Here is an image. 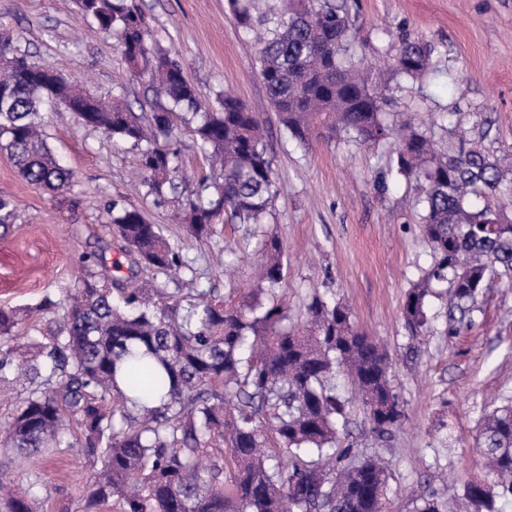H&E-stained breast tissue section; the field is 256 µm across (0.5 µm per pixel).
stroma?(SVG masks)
Returning a JSON list of instances; mask_svg holds the SVG:
<instances>
[{"mask_svg":"<svg viewBox=\"0 0 512 512\" xmlns=\"http://www.w3.org/2000/svg\"><path fill=\"white\" fill-rule=\"evenodd\" d=\"M153 38L175 52L187 78L211 109L222 91L234 92L268 125L279 194L265 223L221 225L211 239L183 240L173 204L147 196L136 170L137 150L84 127L65 106L42 111L48 141L73 172L70 186L52 193L16 172L0 150V197L19 209L10 234L0 237V305L33 306L72 285L85 252L121 260L107 213L118 199L141 210L194 258L200 287L224 285L218 251L234 253L239 285L252 281L264 234L282 241L288 264L273 292L298 315L317 294L343 301L355 324L390 357V379L405 417L389 441L371 434L359 406L351 434L360 448L389 464V512H414L428 490L455 501L483 473L476 435L484 414L512 402V282L486 289L472 327L448 332V305L430 298L431 328L417 354L401 309L412 283L430 268L422 239L418 190L393 163L396 138L365 145L347 138L299 145L279 124L257 66L252 35L238 27L226 0H136ZM355 60L384 94L389 124L411 121L440 148L457 128L495 125L485 145L512 146V0H357L351 10ZM430 44L432 71L417 80L394 75L402 36ZM12 54L57 63L90 93L118 96L134 112H151L143 79L126 71L115 36L101 32L65 0H0V38ZM172 147L189 182L209 174L207 157L175 122ZM49 490L46 512H81L90 468L75 453L39 465Z\"/></svg>","mask_w":512,"mask_h":512,"instance_id":"stroma-1","label":"stroma"}]
</instances>
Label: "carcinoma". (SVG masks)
Returning <instances> with one entry per match:
<instances>
[{"label":"carcinoma","instance_id":"cac0c4a2","mask_svg":"<svg viewBox=\"0 0 512 512\" xmlns=\"http://www.w3.org/2000/svg\"><path fill=\"white\" fill-rule=\"evenodd\" d=\"M81 14L117 36L131 72L148 77L150 118L127 102L78 89L51 65L18 56L0 73V148L28 183L59 191L72 172L47 142L40 107L56 101L84 125L139 149L147 194L174 197L187 234L208 240L214 226L263 224L278 195L263 120L226 91L219 109L202 107L176 56L151 39L131 0H74ZM247 32L262 31L259 76L278 118L305 146L344 135L376 145L393 135L380 95L349 53V0H227ZM432 48L405 38L392 68L405 79L432 70ZM210 153L219 173L178 190L174 117ZM481 132L455 131L448 153L415 128L401 135L397 172L421 189L422 236L432 264L406 293L402 318L411 337L427 332L428 299H448V334L473 325L484 290L512 280V218L499 205L512 196V150L489 152ZM107 212L132 257L130 274L174 276V290L134 287L100 271L103 256L84 253L81 275L65 290L63 322L21 326L59 305L48 296L31 308L0 306V386L22 387L0 446L26 456L77 448L93 472L83 512L112 500L119 512H386L389 474L382 460L344 441L351 424L349 386L364 422L379 439L404 418L389 378V358L341 302L315 295L305 324L288 304L265 302L283 277L284 247L262 242L264 260L252 288L231 280L199 288L183 246L159 225L117 201ZM17 204L0 198V236L10 233ZM477 444L490 477L469 481L466 512H501L512 499V405L480 424ZM7 512H39L37 499L0 482ZM416 512H454L435 491Z\"/></svg>","mask_w":512,"mask_h":512}]
</instances>
